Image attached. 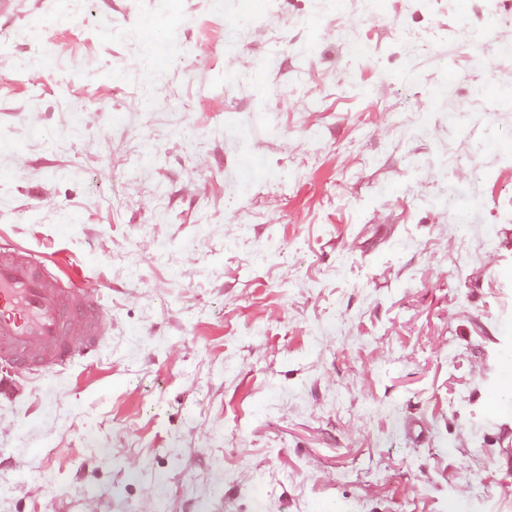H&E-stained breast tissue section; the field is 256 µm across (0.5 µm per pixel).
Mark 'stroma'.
I'll list each match as a JSON object with an SVG mask.
<instances>
[{"label": "stroma", "instance_id": "1", "mask_svg": "<svg viewBox=\"0 0 512 512\" xmlns=\"http://www.w3.org/2000/svg\"><path fill=\"white\" fill-rule=\"evenodd\" d=\"M13 0L0 244L105 286L97 355L0 396V512H512V0ZM483 205L458 209L459 193Z\"/></svg>", "mask_w": 512, "mask_h": 512}]
</instances>
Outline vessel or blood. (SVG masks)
<instances>
[{"label": "vessel or blood", "mask_w": 512, "mask_h": 512, "mask_svg": "<svg viewBox=\"0 0 512 512\" xmlns=\"http://www.w3.org/2000/svg\"><path fill=\"white\" fill-rule=\"evenodd\" d=\"M111 327L101 285H63L35 254L0 249V359L16 375L93 356Z\"/></svg>", "instance_id": "vessel-or-blood-1"}]
</instances>
